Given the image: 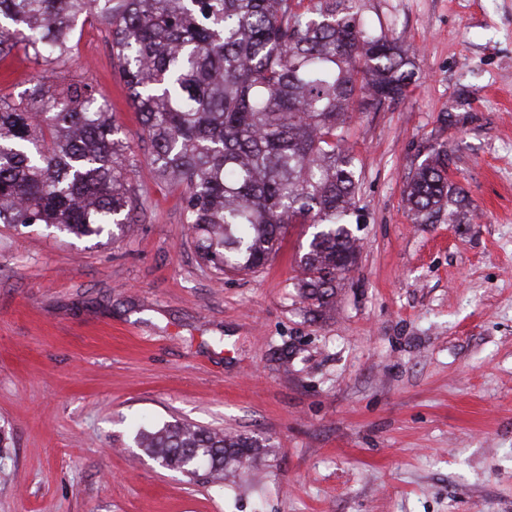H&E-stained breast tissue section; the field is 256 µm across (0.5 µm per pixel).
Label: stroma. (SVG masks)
Returning a JSON list of instances; mask_svg holds the SVG:
<instances>
[{
  "label": "stroma",
  "instance_id": "stroma-1",
  "mask_svg": "<svg viewBox=\"0 0 512 512\" xmlns=\"http://www.w3.org/2000/svg\"><path fill=\"white\" fill-rule=\"evenodd\" d=\"M415 51L408 96L356 114L357 262L332 309L295 286L311 229L255 272L218 274L158 180L112 63L79 25L61 80L112 106L136 172L116 240L0 225V512H512V0H360ZM37 65L0 62V97ZM447 144L461 223H413L403 190ZM256 439L214 484L161 467L141 427Z\"/></svg>",
  "mask_w": 512,
  "mask_h": 512
}]
</instances>
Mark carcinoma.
Here are the masks:
<instances>
[{
	"label": "carcinoma",
	"mask_w": 512,
	"mask_h": 512,
	"mask_svg": "<svg viewBox=\"0 0 512 512\" xmlns=\"http://www.w3.org/2000/svg\"><path fill=\"white\" fill-rule=\"evenodd\" d=\"M109 31L151 146L156 177L183 188V223L223 274L264 267L288 226L310 224L300 297L330 305L356 262L349 228L358 159L355 112L406 97L414 53L364 22L359 0H0V60L42 66L20 98L0 100V223L99 237L128 231L137 209L110 105L87 81L54 83L80 19ZM448 147L428 150L404 190L412 220L464 207ZM165 466L224 476L259 445L193 425L141 432Z\"/></svg>",
	"instance_id": "1"
}]
</instances>
